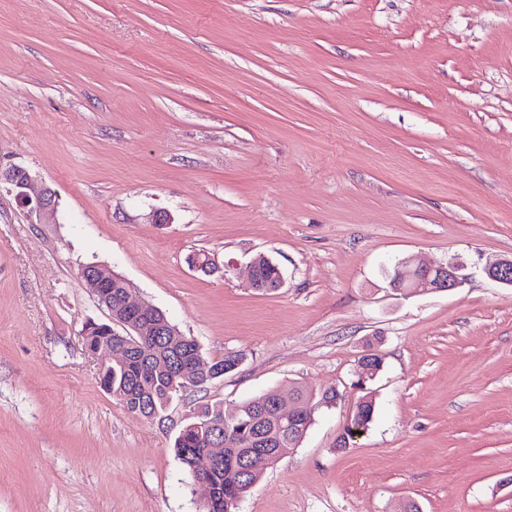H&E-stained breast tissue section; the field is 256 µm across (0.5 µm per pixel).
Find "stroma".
Here are the masks:
<instances>
[{"instance_id": "1", "label": "stroma", "mask_w": 512, "mask_h": 512, "mask_svg": "<svg viewBox=\"0 0 512 512\" xmlns=\"http://www.w3.org/2000/svg\"><path fill=\"white\" fill-rule=\"evenodd\" d=\"M11 165L58 208L0 187V512H202L191 407L299 387L340 397L236 512H512V287L485 273L512 258V0H0ZM260 254L281 288H250ZM409 256L462 285L394 294ZM87 264L242 364L128 412L84 348ZM10 186L16 198L28 209L33 224L44 223L56 211L57 196L54 190L39 181L36 174L22 166L0 169V185Z\"/></svg>"}]
</instances>
